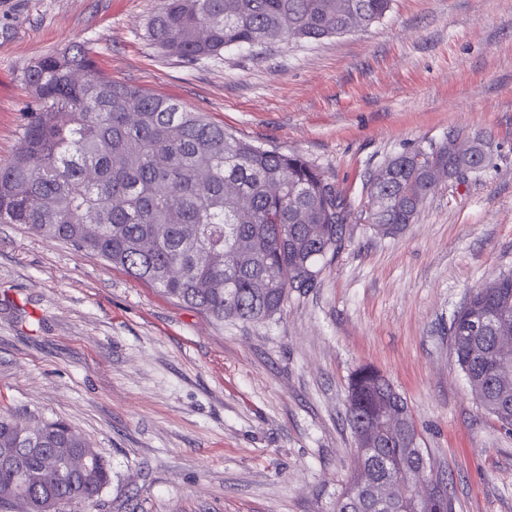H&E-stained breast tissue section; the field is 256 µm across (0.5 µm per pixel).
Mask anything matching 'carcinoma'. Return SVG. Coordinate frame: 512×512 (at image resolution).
Returning <instances> with one entry per match:
<instances>
[{
	"label": "carcinoma",
	"mask_w": 512,
	"mask_h": 512,
	"mask_svg": "<svg viewBox=\"0 0 512 512\" xmlns=\"http://www.w3.org/2000/svg\"><path fill=\"white\" fill-rule=\"evenodd\" d=\"M389 8L390 0H163L148 28L160 49L193 62L229 47L346 33ZM24 78L32 103L20 150L0 163V224L91 252L218 323L271 318L290 290L313 287L340 249L347 198L303 157L257 146L171 98L113 81L81 43L39 57ZM491 148L482 136L457 133L391 158L386 179L371 184L369 224L383 234L401 231L442 183L484 168ZM504 331L512 336V271L473 290L451 323L456 362L478 389V404L511 431L512 379L497 374L512 375V360L496 358ZM391 409L402 415L395 429L386 421ZM345 418L354 434L372 427L379 443L354 463L333 512H379L376 484L416 463L407 442L418 440V428L406 399L370 366L352 375ZM20 448L41 449L27 462L33 478L0 468L1 506H94L111 481L105 458L63 421L42 422L31 440L23 422L1 413L0 456ZM78 450L91 464L73 482L65 470ZM47 458L57 469L51 485L41 478ZM385 512L453 506L444 492Z\"/></svg>",
	"instance_id": "obj_1"
}]
</instances>
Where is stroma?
<instances>
[{
    "label": "stroma",
    "mask_w": 512,
    "mask_h": 512,
    "mask_svg": "<svg viewBox=\"0 0 512 512\" xmlns=\"http://www.w3.org/2000/svg\"><path fill=\"white\" fill-rule=\"evenodd\" d=\"M162 0H0V162L21 145L38 56L85 43L113 80L296 153L350 205L342 246L280 314L217 324L98 256L0 224V411L61 419L111 464L70 512H332L348 482L352 373L406 398L453 512H512V432L452 354L468 294L512 270V0H392L370 27L188 63L150 40ZM492 141L383 236L369 189L449 132Z\"/></svg>",
    "instance_id": "stroma-1"
}]
</instances>
